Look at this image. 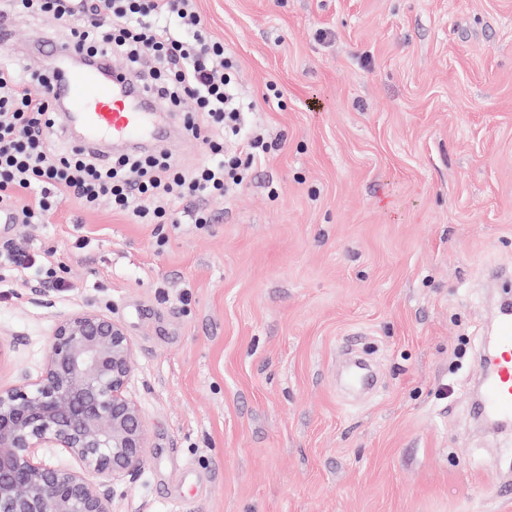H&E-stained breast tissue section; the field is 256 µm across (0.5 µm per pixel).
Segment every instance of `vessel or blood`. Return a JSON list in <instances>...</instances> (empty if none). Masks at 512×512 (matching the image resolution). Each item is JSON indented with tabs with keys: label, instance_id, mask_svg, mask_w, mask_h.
<instances>
[{
	"label": "vessel or blood",
	"instance_id": "b4317fda",
	"mask_svg": "<svg viewBox=\"0 0 512 512\" xmlns=\"http://www.w3.org/2000/svg\"><path fill=\"white\" fill-rule=\"evenodd\" d=\"M57 62L53 94L63 103L65 129L80 128L77 143L97 152L107 142L159 140L166 130L152 120L144 107L137 84L115 68L109 57L101 56L74 67L77 57L71 46L43 39ZM495 342L483 354V400L481 412L503 422L512 421V308L504 307L494 322Z\"/></svg>",
	"mask_w": 512,
	"mask_h": 512
}]
</instances>
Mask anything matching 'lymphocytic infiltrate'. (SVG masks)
Returning a JSON list of instances; mask_svg holds the SVG:
<instances>
[{"mask_svg": "<svg viewBox=\"0 0 512 512\" xmlns=\"http://www.w3.org/2000/svg\"><path fill=\"white\" fill-rule=\"evenodd\" d=\"M24 17L56 21L78 50L125 56L146 93L181 112L203 155L189 170L164 152L101 162L66 137L50 95L53 69L0 60V204L18 223H45L72 200L88 211L109 202L137 224H175L178 203L193 200L194 224L206 225L204 201L240 188L269 153L259 130H242L251 104L196 0H0L1 20ZM187 99L194 107L185 113Z\"/></svg>", "mask_w": 512, "mask_h": 512, "instance_id": "lymphocytic-infiltrate-1", "label": "lymphocytic infiltrate"}]
</instances>
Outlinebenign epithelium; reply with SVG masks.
Listing matches in <instances>:
<instances>
[{
	"instance_id": "benign-epithelium-1",
	"label": "benign epithelium",
	"mask_w": 512,
	"mask_h": 512,
	"mask_svg": "<svg viewBox=\"0 0 512 512\" xmlns=\"http://www.w3.org/2000/svg\"><path fill=\"white\" fill-rule=\"evenodd\" d=\"M134 351L93 307L59 316L41 372L0 387V512H115V488L143 464L147 429L127 395ZM74 462L55 465L43 449Z\"/></svg>"
}]
</instances>
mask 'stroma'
<instances>
[{
	"label": "stroma",
	"instance_id": "stroma-1",
	"mask_svg": "<svg viewBox=\"0 0 512 512\" xmlns=\"http://www.w3.org/2000/svg\"><path fill=\"white\" fill-rule=\"evenodd\" d=\"M275 145L214 222L61 204L0 244V386L62 314H112L148 448L116 512H512V430L470 414L512 269V0H197ZM281 90L270 101L271 89ZM371 358L369 397L338 382Z\"/></svg>",
	"mask_w": 512,
	"mask_h": 512
}]
</instances>
